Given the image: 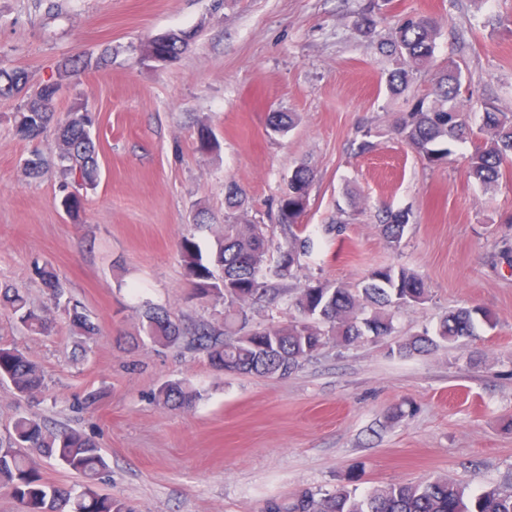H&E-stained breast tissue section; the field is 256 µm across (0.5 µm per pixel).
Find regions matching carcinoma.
I'll return each instance as SVG.
<instances>
[{"label":"carcinoma","mask_w":512,"mask_h":512,"mask_svg":"<svg viewBox=\"0 0 512 512\" xmlns=\"http://www.w3.org/2000/svg\"><path fill=\"white\" fill-rule=\"evenodd\" d=\"M379 0H367L358 13L355 28L367 36L376 32ZM439 28L430 18L406 15L388 38L376 42V50L390 59L393 68L387 87L393 95L407 96L408 110L400 113L393 133L431 164L448 158L447 144L474 135L472 113L464 97L465 78L459 65L450 61L434 79L431 92L413 90L418 75L433 61ZM105 56L92 63L87 59H67L62 72L74 73L91 65L100 67ZM0 97L22 92L28 74L20 68L0 67ZM56 81L43 83L27 96L16 121L20 138L40 142L55 121ZM297 123L293 112H272L270 129L286 134ZM95 118L83 105L72 107L65 121L57 126L56 159L63 181L59 186L62 205L76 211L79 198L70 187L92 189L100 178L98 149L92 129ZM479 133L484 140L468 157L469 173L485 189L498 182L502 167L512 164V113L492 105L484 106ZM49 160L40 152L24 160V169L32 178L41 177ZM314 171L298 165L288 178L280 201L277 223L286 227L288 236L276 247L277 257L269 263L271 240L263 224L240 222L234 213L244 206L242 192L229 185L225 207L224 234L218 239L215 272L202 258L189 238L181 244V254L192 278V296L198 300L224 304V325L201 321L188 328L165 310L146 313V335L154 344L171 347L182 342L206 354L217 371L229 370L239 375L283 378L294 373L325 344L333 341L348 346L370 336L382 339L394 331L392 309L423 304L430 299V289L415 272L393 266L378 267L360 288H346L316 281L301 288L294 301L297 315L280 324L274 321L245 330L250 304L257 298L277 291L275 285L293 276L301 258L312 249L305 236L306 227L298 223L304 213ZM410 226V212L387 208L379 218V230L394 250L400 248ZM35 274L47 289L54 307L61 310L73 334L94 336L98 326L85 310L71 302L57 275L46 267H35ZM0 307L7 310L32 333L51 331L46 310L30 304L9 285L0 286ZM489 321L485 310L460 308L440 322L431 337L428 333L395 345L391 353L429 352L441 344L464 343L477 336L476 322ZM0 381L9 384L22 397H34L46 388L41 368L15 347L0 346ZM197 391L183 382H167L158 389V398L175 409H188ZM55 459L64 468L84 479L81 491L72 495L66 487L54 485L42 477L29 451ZM107 463L101 448L78 431L50 429L27 416L13 422V435L0 443V488L8 490L23 507V512H135L129 503L102 491L98 481ZM265 512H512V489L498 486L467 491V488L442 477H427L416 482H395L367 493L340 484L331 490L304 489L268 503Z\"/></svg>","instance_id":"carcinoma-1"}]
</instances>
